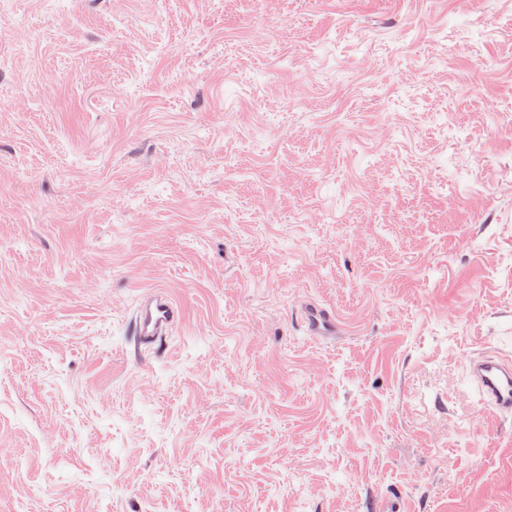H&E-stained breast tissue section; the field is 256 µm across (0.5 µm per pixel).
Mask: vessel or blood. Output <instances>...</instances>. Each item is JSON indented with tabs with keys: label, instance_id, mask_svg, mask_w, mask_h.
<instances>
[{
	"label": "vessel or blood",
	"instance_id": "vessel-or-blood-1",
	"mask_svg": "<svg viewBox=\"0 0 512 512\" xmlns=\"http://www.w3.org/2000/svg\"><path fill=\"white\" fill-rule=\"evenodd\" d=\"M300 322L308 336L336 335L339 325L335 314L309 302L300 311ZM180 320V309L164 291L145 300L135 317V334L145 346L163 342L169 329ZM467 377L481 398L485 410L497 417L512 414V357L498 351H485L470 359Z\"/></svg>",
	"mask_w": 512,
	"mask_h": 512
}]
</instances>
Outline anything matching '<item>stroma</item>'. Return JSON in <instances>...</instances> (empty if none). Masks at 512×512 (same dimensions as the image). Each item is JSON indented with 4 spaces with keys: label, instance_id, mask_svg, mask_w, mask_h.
<instances>
[{
    "label": "stroma",
    "instance_id": "stroma-1",
    "mask_svg": "<svg viewBox=\"0 0 512 512\" xmlns=\"http://www.w3.org/2000/svg\"><path fill=\"white\" fill-rule=\"evenodd\" d=\"M491 346L512 0H0V512H512ZM180 320V308L165 291L145 300L135 317V335L139 343L151 347L165 342L169 329ZM299 316L308 336L316 339L336 336L339 325L336 321V315L331 310L317 303L309 302L301 307ZM467 377L488 413L496 417L512 414V357L482 352L469 360Z\"/></svg>",
    "mask_w": 512,
    "mask_h": 512
}]
</instances>
